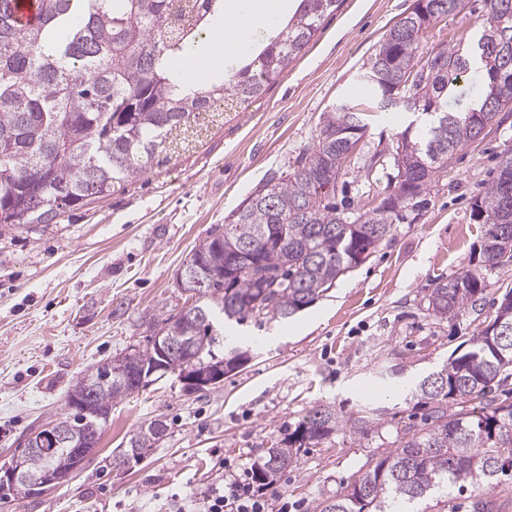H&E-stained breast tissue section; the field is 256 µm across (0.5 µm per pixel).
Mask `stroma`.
<instances>
[{
  "label": "stroma",
  "mask_w": 512,
  "mask_h": 512,
  "mask_svg": "<svg viewBox=\"0 0 512 512\" xmlns=\"http://www.w3.org/2000/svg\"><path fill=\"white\" fill-rule=\"evenodd\" d=\"M413 4L339 0L281 79L209 125L198 147L165 171L58 224L0 225V463L67 414V392L80 375L145 345L142 316L182 307L175 279L185 256L313 144L322 114L351 99L364 63ZM485 10V0H465L460 13L432 25L423 51L471 42ZM411 121L399 109L373 110L342 177L351 203L368 204L383 191L385 171L366 170L364 161ZM508 148L512 112H503L482 139L457 151L413 218L397 221L368 259L296 315L239 325L235 344L250 359L237 372L192 394L173 374L151 382L113 406L96 451L70 480L0 504V512H185L224 470L254 468L271 439L293 431L313 406L342 415L382 409L368 433L337 431L267 485L271 512H315L422 425L427 408L412 388L468 348L512 287V265L484 267L486 291L475 309L442 319L427 309L436 279L469 269L479 255L484 227L472 202ZM154 418L166 425L157 447L112 468L113 450Z\"/></svg>",
  "instance_id": "obj_1"
}]
</instances>
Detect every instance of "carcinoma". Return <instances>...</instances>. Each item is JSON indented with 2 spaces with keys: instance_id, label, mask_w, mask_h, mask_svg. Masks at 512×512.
Instances as JSON below:
<instances>
[{
  "instance_id": "cac0c4a2",
  "label": "carcinoma",
  "mask_w": 512,
  "mask_h": 512,
  "mask_svg": "<svg viewBox=\"0 0 512 512\" xmlns=\"http://www.w3.org/2000/svg\"><path fill=\"white\" fill-rule=\"evenodd\" d=\"M338 0H300L296 12L249 64L231 68L221 83L183 84L171 61L195 50L211 36V22L224 0H39L36 22L19 25L15 0H0V224L24 228L56 224L64 214L112 195L167 167L196 147L202 116L224 115L263 95L298 57ZM464 0H417L414 8L382 37L364 64V77L377 102L391 93L414 65L436 74L414 85L429 120L424 129L408 127L388 152L376 151L367 169L389 165L387 191L363 212L336 207V194L318 191L322 171L344 175L348 141L363 138L367 125L357 106L340 102L324 112L312 146L287 169L271 173L224 220L213 225L182 266L196 279L180 293L194 300L176 321L192 365L217 367L247 353L220 350L221 324H238L260 315L286 319L311 304L347 269L363 262L405 219L404 211L446 172L457 150L480 137L501 112H512V0H486L476 42L477 56L495 64L481 70L480 104L463 112L442 108L441 100L473 67L460 47L442 45L418 55L423 35L438 19L462 9ZM512 168L504 152L497 175L472 204L484 224L482 262L489 268L512 264V191L502 172ZM253 247L250 259L231 263ZM283 272L287 286L264 295L271 278ZM486 289L484 278L463 270L436 279L428 295L435 317L475 306ZM154 345H135L100 362L84 375L98 381L117 364L152 368ZM512 375V288L505 289L495 317L470 347L446 361L418 385L429 408L422 426L410 430L398 448L378 460L319 512H394L456 486L474 492L469 512H502L489 492L512 477V402L479 409L491 385ZM149 382L112 380L97 388L94 413L66 416L78 431L102 435L112 406ZM457 409L450 412V406ZM366 416L344 418L328 406L311 408L295 429L272 443L254 477L266 484L307 449L338 428L363 432ZM166 428L155 418L139 426L129 448L112 457V467L127 456L144 457L163 439Z\"/></svg>"
}]
</instances>
